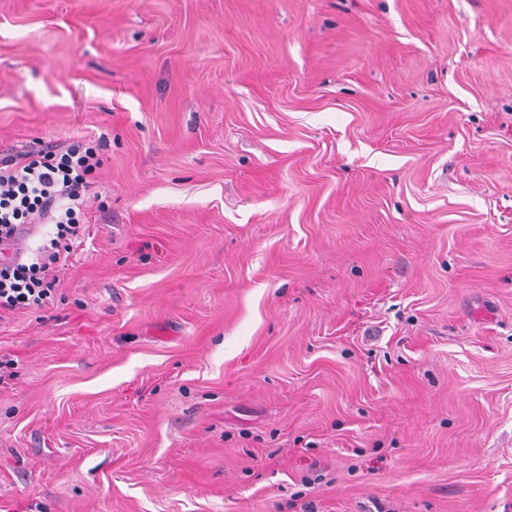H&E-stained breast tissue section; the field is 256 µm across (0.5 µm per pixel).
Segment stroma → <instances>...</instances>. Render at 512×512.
Wrapping results in <instances>:
<instances>
[{
	"label": "stroma",
	"mask_w": 512,
	"mask_h": 512,
	"mask_svg": "<svg viewBox=\"0 0 512 512\" xmlns=\"http://www.w3.org/2000/svg\"><path fill=\"white\" fill-rule=\"evenodd\" d=\"M100 134L0 512H512V0H0V153Z\"/></svg>",
	"instance_id": "stroma-1"
}]
</instances>
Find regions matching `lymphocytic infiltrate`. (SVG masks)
Returning <instances> with one entry per match:
<instances>
[{
	"label": "lymphocytic infiltrate",
	"instance_id": "obj_1",
	"mask_svg": "<svg viewBox=\"0 0 512 512\" xmlns=\"http://www.w3.org/2000/svg\"><path fill=\"white\" fill-rule=\"evenodd\" d=\"M103 141L44 142L0 155V243L21 224H51V235L32 241L16 259H0V320L48 303L59 268L86 230L94 179L103 165Z\"/></svg>",
	"mask_w": 512,
	"mask_h": 512
}]
</instances>
